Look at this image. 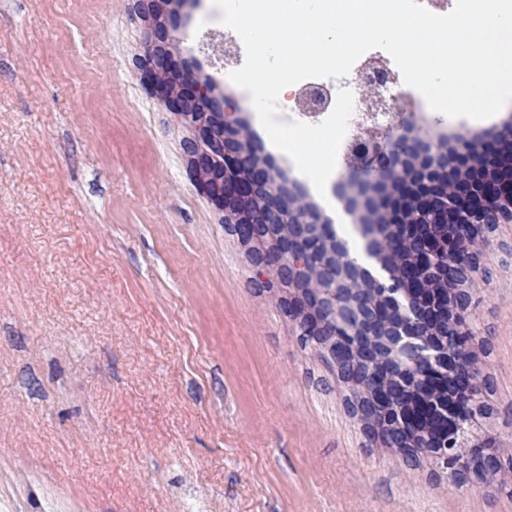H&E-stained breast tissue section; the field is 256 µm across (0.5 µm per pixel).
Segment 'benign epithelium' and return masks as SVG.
<instances>
[{
    "instance_id": "obj_1",
    "label": "benign epithelium",
    "mask_w": 512,
    "mask_h": 512,
    "mask_svg": "<svg viewBox=\"0 0 512 512\" xmlns=\"http://www.w3.org/2000/svg\"><path fill=\"white\" fill-rule=\"evenodd\" d=\"M181 12L173 0H139L149 36L137 80L185 131L187 176L248 248L254 285L336 371L367 438L453 482L494 478L502 459L471 350L469 283L479 234L512 223V133L461 136L450 152L388 104L403 133L382 146L378 122L366 125L368 148L343 180L363 198L367 250L387 278L351 277L330 222L245 134L238 102L180 61ZM386 80L360 76L363 102ZM202 102L207 111H191Z\"/></svg>"
}]
</instances>
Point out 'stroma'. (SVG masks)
Listing matches in <instances>:
<instances>
[{
	"label": "stroma",
	"instance_id": "35a3bbf8",
	"mask_svg": "<svg viewBox=\"0 0 512 512\" xmlns=\"http://www.w3.org/2000/svg\"><path fill=\"white\" fill-rule=\"evenodd\" d=\"M194 0L180 49L213 68ZM136 0H0V462L24 512H512L371 443L190 183L131 73ZM473 355L512 460V223L480 244Z\"/></svg>",
	"mask_w": 512,
	"mask_h": 512
}]
</instances>
